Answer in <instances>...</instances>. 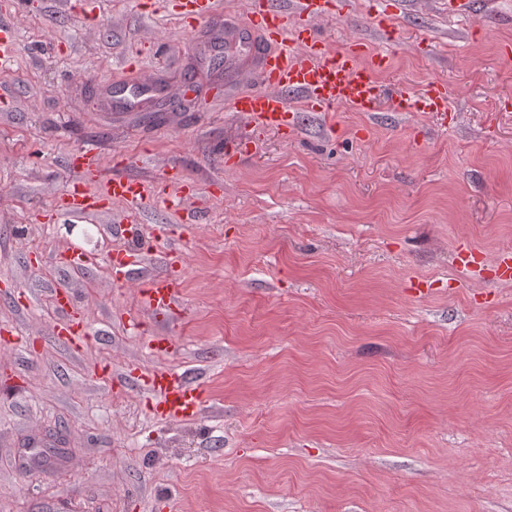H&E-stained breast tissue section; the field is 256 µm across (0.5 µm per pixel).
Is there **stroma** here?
<instances>
[{
  "label": "stroma",
  "instance_id": "obj_1",
  "mask_svg": "<svg viewBox=\"0 0 512 512\" xmlns=\"http://www.w3.org/2000/svg\"><path fill=\"white\" fill-rule=\"evenodd\" d=\"M335 3L318 31L385 55L380 109L294 96L286 136L230 109L258 85L224 60L249 0L194 31L157 0H0L17 32L0 66V333L25 337L0 348V512H512V285L455 263L463 245L512 251V0L469 21L448 0ZM154 73L165 92L126 108ZM435 81L455 90L447 117L396 111L398 87ZM241 138L249 152L221 165ZM89 147L101 178L175 164L197 187L184 209L140 213L153 252L120 286L107 259L129 244L112 230L124 205L53 215L68 156ZM162 224L181 231L169 266ZM73 245L95 257L84 271L57 262ZM164 270L181 303L153 316L139 289ZM61 283L87 327L75 351L51 335ZM156 336L169 353L147 350ZM131 364L198 383L201 417H154Z\"/></svg>",
  "mask_w": 512,
  "mask_h": 512
}]
</instances>
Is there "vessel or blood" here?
Segmentation results:
<instances>
[{
	"instance_id": "b4317fda",
	"label": "vessel or blood",
	"mask_w": 512,
	"mask_h": 512,
	"mask_svg": "<svg viewBox=\"0 0 512 512\" xmlns=\"http://www.w3.org/2000/svg\"><path fill=\"white\" fill-rule=\"evenodd\" d=\"M178 17L188 29H195L216 13L215 0H181ZM335 12L333 0H251L243 28L234 30L224 44L226 55H233L242 44L245 29H253L262 38V47L252 48L257 63L249 69L238 61L239 74H255L260 87L237 92L231 109L247 123L264 128H295L298 115L289 105L290 96H298L313 112H327L342 105L356 112L378 111L381 91L374 78L385 59L373 57L364 62L361 44L351 41L329 49L317 31L316 22ZM452 88L444 83L429 84L420 92L402 88L398 96L406 111L446 116ZM102 158L90 150L72 154L68 169L72 174L67 192L58 200L59 210L80 218L102 214L113 202L124 203L129 217L143 209L165 207L170 190L191 196L192 188L181 171L167 166L159 183H149L129 176H115L99 181ZM144 255L136 248L115 251L109 258L113 283H125L130 273L143 266ZM142 306L164 315L172 312L180 299L176 278L161 272L149 276L140 291ZM50 302L58 314L53 336L68 346H79L86 337L84 316L76 293L57 286ZM126 382L148 392L154 399L153 414L165 421L185 422L198 419L203 408V393L198 384L184 375L165 369L128 370Z\"/></svg>"
}]
</instances>
